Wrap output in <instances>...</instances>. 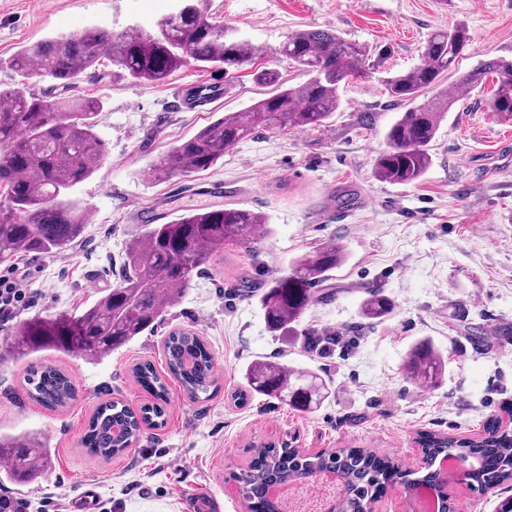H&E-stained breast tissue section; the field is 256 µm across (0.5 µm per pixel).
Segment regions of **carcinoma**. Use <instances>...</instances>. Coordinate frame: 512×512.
Here are the masks:
<instances>
[{"mask_svg":"<svg viewBox=\"0 0 512 512\" xmlns=\"http://www.w3.org/2000/svg\"><path fill=\"white\" fill-rule=\"evenodd\" d=\"M186 2L185 10L161 17L152 29L128 25L114 35L88 26L78 34L45 37L0 60V68L23 76L33 71L46 82L38 91L23 81L0 83V260L65 252L82 238V215L67 195L98 170L106 149L96 132L102 101L69 95L81 74L108 56L115 67L112 76L160 85L192 63L229 72L252 61L256 49L214 19L211 0ZM468 42L463 25L436 30L413 68L386 78L390 102L408 109L387 131V148L375 161L376 179L410 185L425 175L431 165L429 147L457 97L438 94L422 104L418 99L458 68ZM269 52L288 59L306 80L287 86L275 69L257 72V80L273 91L240 111L224 113L179 142L154 166V179L212 170L224 159L227 147L261 131L275 134L325 126L341 108V84L366 79L376 67L367 46L324 30H299ZM489 75L496 83L488 109L512 119V59L482 62L457 79V88L465 94L481 87ZM267 233L263 213L233 205L189 210L168 222L149 224L128 245L119 284L78 313L25 320L8 335L0 361L6 356L20 361L40 352L96 358L119 350L152 330L163 311L178 304L181 288L210 264L215 253L228 244L247 248ZM344 261L345 252L336 245L305 252L294 258L288 272L256 289L268 332L276 336L290 331L312 301L313 287L327 281ZM390 309L380 288L369 290L362 302V315L368 320H380ZM163 355L168 375L190 398L209 392L214 383L212 355L202 337L174 331L163 343ZM445 366L443 355L423 342L409 354L404 373L415 385L432 388ZM246 376L255 393L299 410L316 404L325 391L315 375L263 358L247 366ZM134 377L153 393L156 403L138 411L121 400L102 404L84 436L89 455L108 460L136 442L144 427L155 421L163 424L165 379L148 362L134 368ZM27 384L31 398L49 407H64L74 397L69 376L53 365L31 367ZM420 444L427 456L454 453L474 481H512V435L494 425L481 437L426 434ZM253 452L259 462L251 463L240 477L250 512H274L264 501L268 486L308 483L325 473L334 475L340 486L333 512H361L376 484L395 469L392 460L360 448L305 458L287 443L274 448L264 444ZM2 456L8 458L5 478L25 486L46 471L50 449L28 436L1 435ZM489 456L497 469L486 467Z\"/></svg>","mask_w":512,"mask_h":512,"instance_id":"cac0c4a2","label":"carcinoma"}]
</instances>
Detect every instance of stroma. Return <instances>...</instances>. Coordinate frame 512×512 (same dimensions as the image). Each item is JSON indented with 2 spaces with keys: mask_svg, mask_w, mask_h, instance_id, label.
Segmentation results:
<instances>
[{
  "mask_svg": "<svg viewBox=\"0 0 512 512\" xmlns=\"http://www.w3.org/2000/svg\"><path fill=\"white\" fill-rule=\"evenodd\" d=\"M173 0H0V58L55 33L86 26L118 33L129 22L150 26ZM224 23L253 45L283 42L300 29H323L389 50L388 69L416 65L430 33L459 24L470 41L459 62L512 58V0H213ZM224 97L193 108L174 103L168 85L148 86L86 72L73 95L104 102L96 131L106 156L70 198L85 213L75 248L60 254L12 257L37 266L41 298L18 320L83 309L123 273L129 242L142 236L135 205H159L169 217L200 208L196 191L224 183V201L262 212L271 233L252 249L225 246L181 293L158 325L98 359L41 355L62 368L75 399L50 408L27 395L28 362H0V435L32 434L51 451L46 475L24 487L0 476V492L26 500L28 512H69L86 485L97 497L89 512H186L191 500L217 498L222 512H248L234 480L251 445L291 442L311 455L369 448L408 472H420V436L472 437L487 423L505 422L512 403V120L488 112L492 82L463 95L442 122L421 181H378L375 160L398 118L380 79L341 87L342 107L316 130L255 134L224 152L208 172L161 183L153 165L179 140L226 112L262 98L266 86L243 67L224 78ZM366 205L341 206V196ZM329 244L343 247L344 264L314 299L296 330L271 335L256 298L258 287L289 271L298 255ZM392 303L382 321L361 315L367 285ZM202 336L213 354L214 385L190 399L168 379L164 424L144 429L137 443L109 460L81 443L95 410L110 400L132 408L153 403L132 369L151 362L165 372L163 341L172 331ZM323 337L305 346L302 335ZM430 339L448 356L442 383L422 389L402 367L410 347ZM266 358L318 372L329 395L303 413L264 396L239 399L249 362ZM454 512H496L512 486L481 491L468 481L449 486Z\"/></svg>",
  "mask_w": 512,
  "mask_h": 512,
  "instance_id": "obj_1",
  "label": "stroma"
}]
</instances>
